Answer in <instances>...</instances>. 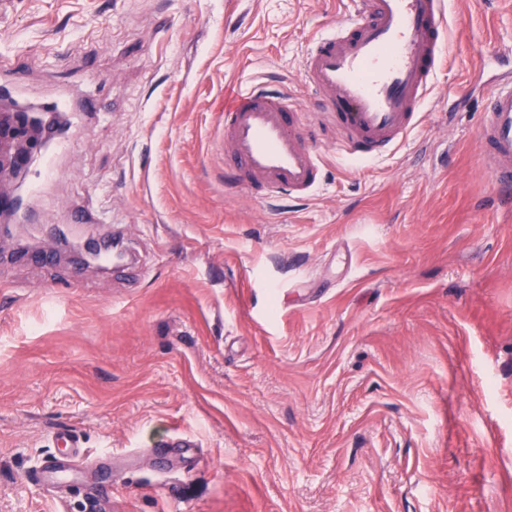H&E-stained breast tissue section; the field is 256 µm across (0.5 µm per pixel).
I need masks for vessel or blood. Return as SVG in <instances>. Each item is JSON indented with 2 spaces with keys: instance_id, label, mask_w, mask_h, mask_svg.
I'll return each mask as SVG.
<instances>
[{
  "instance_id": "b4317fda",
  "label": "vessel or blood",
  "mask_w": 512,
  "mask_h": 512,
  "mask_svg": "<svg viewBox=\"0 0 512 512\" xmlns=\"http://www.w3.org/2000/svg\"><path fill=\"white\" fill-rule=\"evenodd\" d=\"M448 59L446 0H351L314 38L303 78L318 108L308 113L284 87L237 89L224 98V183L254 198L302 201L324 182L323 152L308 131L335 129L345 157L373 161L407 141ZM479 153L512 189V82L493 87Z\"/></svg>"
}]
</instances>
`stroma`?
Instances as JSON below:
<instances>
[{
    "label": "stroma",
    "mask_w": 512,
    "mask_h": 512,
    "mask_svg": "<svg viewBox=\"0 0 512 512\" xmlns=\"http://www.w3.org/2000/svg\"><path fill=\"white\" fill-rule=\"evenodd\" d=\"M451 53L398 150L315 128L322 188H225L224 93L302 63L346 0H0V57L78 146L0 245L122 230L144 276L0 262V512H512V193L477 133L512 0H447ZM75 432L79 469L36 475ZM194 441L187 455L176 436Z\"/></svg>",
    "instance_id": "stroma-1"
}]
</instances>
